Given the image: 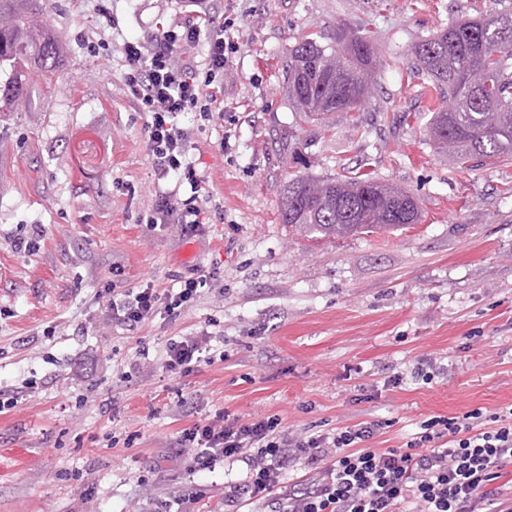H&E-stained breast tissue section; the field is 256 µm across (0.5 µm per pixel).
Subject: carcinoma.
<instances>
[{
	"label": "carcinoma",
	"mask_w": 512,
	"mask_h": 512,
	"mask_svg": "<svg viewBox=\"0 0 512 512\" xmlns=\"http://www.w3.org/2000/svg\"><path fill=\"white\" fill-rule=\"evenodd\" d=\"M37 0H0V66L17 67L37 53L36 72H53L54 37L31 20ZM412 65L446 105L428 121L429 141L460 165L475 157L512 158V13L453 21L411 46ZM379 63L367 34L343 24L331 44L306 38L282 65L293 110L320 122L332 112H363ZM420 220L415 197L369 173L288 181L281 223L320 238L399 229Z\"/></svg>",
	"instance_id": "obj_1"
}]
</instances>
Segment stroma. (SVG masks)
<instances>
[{
  "instance_id": "1",
  "label": "stroma",
  "mask_w": 512,
  "mask_h": 512,
  "mask_svg": "<svg viewBox=\"0 0 512 512\" xmlns=\"http://www.w3.org/2000/svg\"><path fill=\"white\" fill-rule=\"evenodd\" d=\"M97 0H39L34 16L58 39L53 74L24 81L0 112V512H129L149 461L189 425L161 388L218 410L279 417L292 431L390 421L376 448L401 446L417 422L512 405V160L458 168L434 150L426 120L441 107L412 76L409 49L449 22L512 12V0H208L199 24L237 18L224 72V122L196 131L204 193L220 202L202 235L143 223L157 184L144 113L123 92L116 56H93L78 33L102 31ZM113 43L161 32L182 0H112ZM368 30L380 61L364 114L300 123L282 64L301 37L329 43L337 24ZM420 113L421 123L399 121ZM367 133H360L359 123ZM306 163L280 154L287 134ZM361 168L408 190L421 220L400 230L315 240L282 224L289 179ZM37 224L32 252L7 241ZM217 262L218 288L179 316L121 333L95 294L166 287ZM207 330L221 360L186 377L141 372L170 338ZM448 366L429 384L387 385L420 358ZM241 464L196 475L201 512H221Z\"/></svg>"
}]
</instances>
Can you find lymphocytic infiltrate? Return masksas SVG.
I'll return each mask as SVG.
<instances>
[{"instance_id": "1", "label": "lymphocytic infiltrate", "mask_w": 512, "mask_h": 512, "mask_svg": "<svg viewBox=\"0 0 512 512\" xmlns=\"http://www.w3.org/2000/svg\"><path fill=\"white\" fill-rule=\"evenodd\" d=\"M199 11L162 32L124 40L118 47L127 99L147 113L146 148L161 188L145 216L149 224H177L199 235L208 210L199 203L202 180L189 157L191 128L180 118L191 112L197 128L224 118V71L234 50L225 34L234 25L202 30ZM204 56H196L199 44ZM212 272L177 280L171 286H148L115 296L102 291L108 324L132 330L158 314L174 315L190 307L203 289L213 287ZM211 332L170 339L162 370L190 375L211 360ZM193 424L181 430L163 458L180 462L165 497L153 512H192L204 496L196 474L224 463H242L243 478L224 485V512H249L262 504L267 512H512L495 480L512 464V407L488 413L432 415L420 421L411 438L396 448H373L386 422L366 420L315 433L293 432L280 420H244L219 410L195 419L194 396L179 395L175 404ZM303 473L290 479L293 462Z\"/></svg>"}]
</instances>
